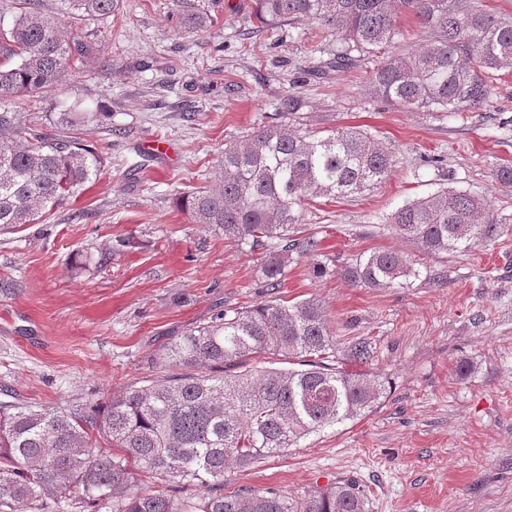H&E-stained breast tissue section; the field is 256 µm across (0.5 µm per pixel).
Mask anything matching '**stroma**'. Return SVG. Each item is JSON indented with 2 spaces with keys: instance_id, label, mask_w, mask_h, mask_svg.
<instances>
[{
  "instance_id": "35a3bbf8",
  "label": "stroma",
  "mask_w": 512,
  "mask_h": 512,
  "mask_svg": "<svg viewBox=\"0 0 512 512\" xmlns=\"http://www.w3.org/2000/svg\"><path fill=\"white\" fill-rule=\"evenodd\" d=\"M64 34L103 39L64 89L28 98L24 133L48 137L73 104L98 120L73 134L104 157L96 179L41 223L0 235V403L102 401L126 385L168 374L156 352L217 312L274 298H315L336 326V354L367 342L365 370L382 374L385 401L266 458L229 470L224 484L297 497L352 479L370 512H512V72L496 105L509 126L483 113L464 118L392 107L369 91L372 60L319 79L327 50L311 54L314 23L272 38L253 0H217L185 27L176 0H120L112 16L76 20L64 0H33ZM300 97L301 127L368 130L396 152L381 184L301 208L300 228L321 241L316 278L290 265L267 288L262 254L195 224L179 194L214 186L224 146L282 121L280 100ZM440 157L430 166L427 156ZM489 197L507 222L501 237L467 252L426 255L386 221L403 203L442 186ZM392 250L420 269L406 288H357L342 270L357 254ZM109 262L77 270L76 255Z\"/></svg>"
}]
</instances>
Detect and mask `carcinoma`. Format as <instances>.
<instances>
[{
	"instance_id": "obj_1",
	"label": "carcinoma",
	"mask_w": 512,
	"mask_h": 512,
	"mask_svg": "<svg viewBox=\"0 0 512 512\" xmlns=\"http://www.w3.org/2000/svg\"><path fill=\"white\" fill-rule=\"evenodd\" d=\"M78 18L105 17L119 0H67ZM263 28L312 21L342 45L327 65L353 69L381 55L371 93L390 106L462 115L490 106L500 71L512 69V17L481 0H254ZM23 7L0 32V106L59 90L89 54L83 37ZM410 13L426 45L409 50L397 19ZM104 165L102 155L62 132L22 136L15 113L0 112V234L15 233L76 196ZM395 154L368 131L325 135L264 125L225 145L217 189L178 197L182 211L224 238L263 251L269 288L288 264L316 260L320 241L300 234L308 197L347 198L395 171ZM390 229L427 255L465 252L503 230L492 201L440 188L404 203ZM359 288L407 287L420 271L387 250L366 251L343 270ZM256 354L290 364L251 373ZM177 372L135 383L102 407L0 403V512H368L367 489L338 480L300 497L275 488L224 492V474L247 469L313 433L362 417L387 397L385 381L339 364L333 326L313 298H281L226 310L187 327L158 349ZM188 486L200 492L181 498Z\"/></svg>"
}]
</instances>
